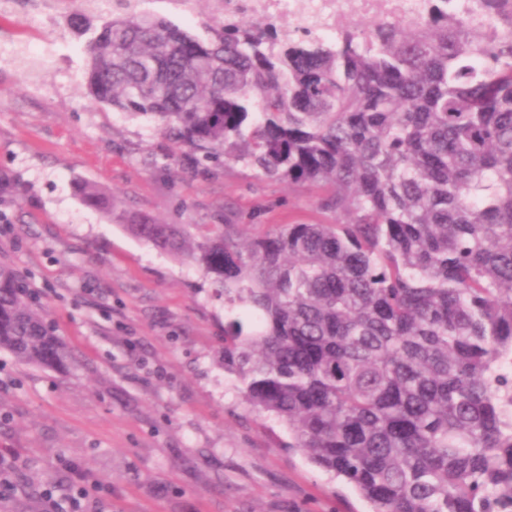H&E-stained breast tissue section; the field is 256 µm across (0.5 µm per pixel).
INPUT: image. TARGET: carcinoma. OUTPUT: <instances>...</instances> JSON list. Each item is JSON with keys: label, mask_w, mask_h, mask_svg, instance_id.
<instances>
[{"label": "carcinoma", "mask_w": 512, "mask_h": 512, "mask_svg": "<svg viewBox=\"0 0 512 512\" xmlns=\"http://www.w3.org/2000/svg\"><path fill=\"white\" fill-rule=\"evenodd\" d=\"M496 3L330 43L249 20L205 41L100 0L86 46L93 102L204 159L326 189L332 223L244 243L230 224L129 228L211 279L244 401L370 512H512V18ZM77 192L112 219L103 189ZM31 297L0 263V350L64 370Z\"/></svg>", "instance_id": "carcinoma-1"}]
</instances>
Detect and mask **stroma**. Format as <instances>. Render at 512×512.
Returning <instances> with one entry per match:
<instances>
[{
	"instance_id": "1",
	"label": "stroma",
	"mask_w": 512,
	"mask_h": 512,
	"mask_svg": "<svg viewBox=\"0 0 512 512\" xmlns=\"http://www.w3.org/2000/svg\"><path fill=\"white\" fill-rule=\"evenodd\" d=\"M77 8L100 27L86 0L0 7V262L30 282L73 355L53 371L0 351V453L37 486L106 483L87 512H367L241 399L203 271L127 228L145 215L197 236L231 224L246 239L331 221L321 188L190 165L153 125L92 103L87 36L68 23ZM145 8L201 37L224 5ZM81 183L111 195V220L82 202Z\"/></svg>"
}]
</instances>
